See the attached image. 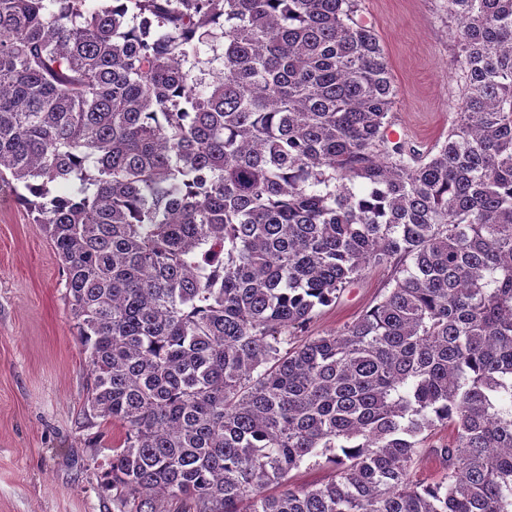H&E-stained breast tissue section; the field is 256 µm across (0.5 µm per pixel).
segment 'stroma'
<instances>
[{
  "label": "stroma",
  "instance_id": "stroma-1",
  "mask_svg": "<svg viewBox=\"0 0 512 512\" xmlns=\"http://www.w3.org/2000/svg\"><path fill=\"white\" fill-rule=\"evenodd\" d=\"M396 89L390 129L426 151L444 140L461 73L444 0H358ZM391 273L371 269L309 326L343 328L386 293ZM65 275L51 240L0 186V512H120L102 487L120 426L85 412L90 370L63 299Z\"/></svg>",
  "mask_w": 512,
  "mask_h": 512
}]
</instances>
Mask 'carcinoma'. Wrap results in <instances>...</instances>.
I'll use <instances>...</instances> for the list:
<instances>
[{"mask_svg": "<svg viewBox=\"0 0 512 512\" xmlns=\"http://www.w3.org/2000/svg\"><path fill=\"white\" fill-rule=\"evenodd\" d=\"M357 8L0 0V182L61 261L130 512H512V0H445L463 83L422 153ZM391 272L387 269H371L350 288H347L336 305L323 308V312L302 335H326L336 333L375 305L387 292ZM321 464H315L312 459L303 463L298 469L292 470L288 474V481L295 486H301L311 483H321L329 477L330 470L323 466L324 458H320Z\"/></svg>", "mask_w": 512, "mask_h": 512, "instance_id": "carcinoma-1", "label": "carcinoma"}]
</instances>
